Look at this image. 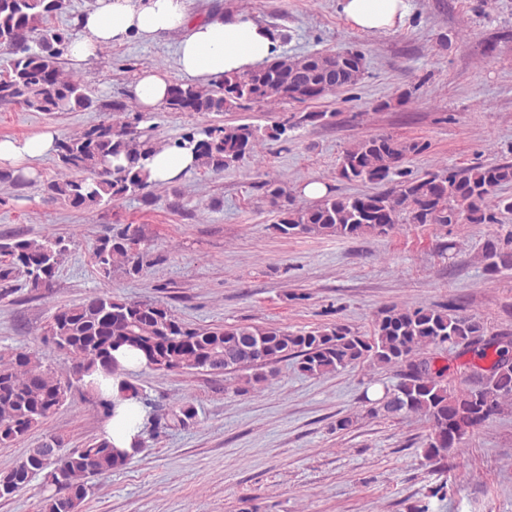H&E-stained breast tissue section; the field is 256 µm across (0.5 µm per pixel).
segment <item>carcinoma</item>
<instances>
[{
  "instance_id": "1",
  "label": "carcinoma",
  "mask_w": 512,
  "mask_h": 512,
  "mask_svg": "<svg viewBox=\"0 0 512 512\" xmlns=\"http://www.w3.org/2000/svg\"><path fill=\"white\" fill-rule=\"evenodd\" d=\"M64 0H0V49L10 54L9 72L0 78V102L20 103L31 112L52 114L88 111L95 100L87 83L67 76L59 57L73 38L68 32L44 28L62 12ZM295 67L274 58L247 72L226 74L219 90L195 83L176 82L169 88L166 108L173 112L221 113L240 102L292 100L291 88L303 87L316 95L323 86L337 89L357 82L363 55L350 50L294 57ZM155 126L138 128L110 121L93 124L56 143L55 160L63 176L47 181L49 199L74 208L93 209L142 192L152 185L147 161L158 150L189 146L197 169L219 173L254 152L256 129L248 124L208 125L161 143ZM424 146L388 135L362 139L340 156L337 175L346 181L383 186L364 195L329 194L306 207H284L276 224L281 234L293 237L317 234L353 238L386 236L398 224H498L499 215L512 214V195L500 194L512 184L511 162H490L450 168L443 174L411 177L404 160ZM136 224H125L96 241L92 256L98 273L110 277L119 266L130 277L147 266V252ZM67 252L60 239L16 236L0 242V282L22 271L32 288H48ZM480 263L486 274L512 270V231L488 238ZM59 350L76 359L77 381L97 368L117 374L114 353L127 349L143 358V367L170 372L215 369L231 373L254 369L262 382V368L288 357L298 361L309 376L337 372L364 360L405 366L400 381L374 400L388 416L419 414L431 424L425 457L441 462L462 439L512 403V337L485 338L484 325L448 307L383 308L364 336L334 324L300 333H286L258 325L194 328L186 325L157 301H136L110 294L93 295L78 304L59 308L45 329ZM267 345V358L257 361L250 350L256 338ZM463 346L473 353L472 367L485 378L454 386L448 367L436 368L433 358L421 357L430 349ZM71 390L40 358L26 351H0V446L40 430L63 405ZM62 441L45 436L16 464L0 471V498H8L43 476L49 493L41 512H78L90 487L87 479L124 466L130 455L101 438L83 448L61 451Z\"/></svg>"
}]
</instances>
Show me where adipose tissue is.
I'll list each match as a JSON object with an SVG mask.
<instances>
[{
    "instance_id": "obj_1",
    "label": "adipose tissue",
    "mask_w": 512,
    "mask_h": 512,
    "mask_svg": "<svg viewBox=\"0 0 512 512\" xmlns=\"http://www.w3.org/2000/svg\"><path fill=\"white\" fill-rule=\"evenodd\" d=\"M194 0H95L91 9L76 16L78 31L66 55L77 66L97 58L101 49L135 38L151 42L160 36L179 34L177 66L188 77L220 82L228 73L257 67L277 52L273 34L245 16L224 17L215 12L197 16ZM347 19L365 31L392 29L406 13V0H341ZM56 132L44 130L24 138L0 139V168L26 178L35 176L37 163L53 152ZM195 154L189 147H169L148 162L151 178L165 182L193 169ZM104 436L112 445L131 451L139 432L143 410L132 400H120Z\"/></svg>"
}]
</instances>
